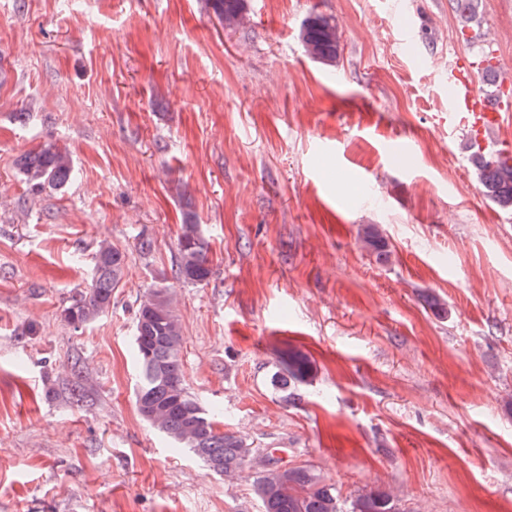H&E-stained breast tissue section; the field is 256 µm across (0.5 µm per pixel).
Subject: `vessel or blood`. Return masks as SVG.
Returning a JSON list of instances; mask_svg holds the SVG:
<instances>
[{"label":"vessel or blood","instance_id":"vessel-or-blood-1","mask_svg":"<svg viewBox=\"0 0 512 512\" xmlns=\"http://www.w3.org/2000/svg\"><path fill=\"white\" fill-rule=\"evenodd\" d=\"M448 118L460 129L470 147L479 152H493L499 146L494 134L503 114L498 105L474 88L469 67L459 61L448 65Z\"/></svg>","mask_w":512,"mask_h":512}]
</instances>
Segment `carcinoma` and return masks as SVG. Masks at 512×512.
Segmentation results:
<instances>
[{
  "label": "carcinoma",
  "mask_w": 512,
  "mask_h": 512,
  "mask_svg": "<svg viewBox=\"0 0 512 512\" xmlns=\"http://www.w3.org/2000/svg\"><path fill=\"white\" fill-rule=\"evenodd\" d=\"M211 5L228 25H236L244 18L245 0H211ZM300 38L311 58L325 66H336L340 35L331 18L322 14L308 16L301 25ZM472 162L481 194L501 208H512V155L476 154ZM17 168L35 194L47 187L61 189L73 175L70 154L52 143L22 154ZM359 236L363 247L377 259L389 257L388 243L379 225H363ZM207 252L208 243L200 225H181L174 279L190 284L208 282L212 269ZM124 270L125 253L110 242H100L93 255L91 277L62 309V320L79 328L105 315ZM135 318L134 358L140 367L136 405L140 415L175 448L189 449L210 470L226 476L248 463L258 464L254 487L263 512H400L390 494L374 488H365L343 501L336 486L326 483L312 467L275 466L259 459L257 449L236 433L219 431L214 414L204 409L186 388L182 326L169 287L157 285L149 289ZM282 364L271 379L277 389L305 383L313 376L314 365L300 350L288 351Z\"/></svg>",
  "instance_id": "cac0c4a2"
}]
</instances>
